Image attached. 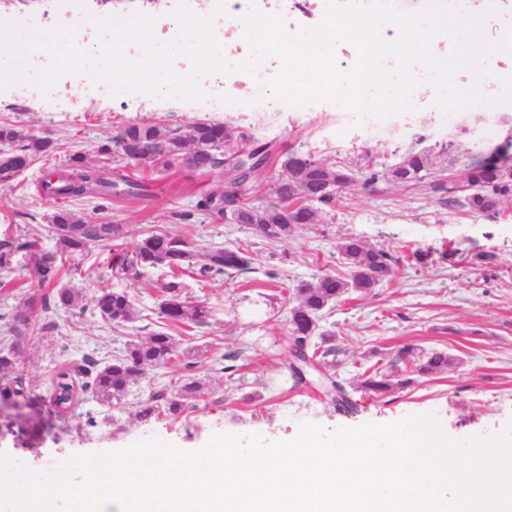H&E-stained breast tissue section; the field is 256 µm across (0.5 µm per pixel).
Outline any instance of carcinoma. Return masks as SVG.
Listing matches in <instances>:
<instances>
[{
    "instance_id": "cac0c4a2",
    "label": "carcinoma",
    "mask_w": 512,
    "mask_h": 512,
    "mask_svg": "<svg viewBox=\"0 0 512 512\" xmlns=\"http://www.w3.org/2000/svg\"><path fill=\"white\" fill-rule=\"evenodd\" d=\"M54 148L50 138L24 133L7 120L0 121V181H9L34 163L50 156ZM245 150L249 158L240 164L234 181L224 185V191L201 197L196 212L213 224H246L257 230V236L272 241H287L297 228L315 224L319 213L336 202L340 192L357 182L363 175L367 184L384 177L403 185H417L428 178L448 194V208L466 214L497 217L508 211L512 203V142L507 141L488 156L471 159L465 177L466 188L456 182L436 178L434 158L444 155L455 164L462 140L453 138L422 148L415 143L408 147L400 160L381 173L367 167L364 172L332 158L312 159L298 152L287 153L281 166L287 173L275 191L276 200L256 205L251 196L260 172L274 159L271 143L256 145L250 137L234 135L223 123L200 119L188 125H172L162 121L139 122L121 128L119 141L109 140L99 153H117L129 162L147 163L161 171L188 169L208 171L220 169L239 158ZM116 179L103 177L99 170L84 163L82 156L73 155L68 169L56 173L39 185V191L56 200L77 201L89 195L102 200L112 194L132 197L148 195L149 187L119 170ZM194 212V213H196ZM192 212H178L181 221H188ZM52 246L43 247L36 240H23L8 232L0 233V271L14 273L13 260L23 252L27 256L23 283L39 291L52 288L42 295V310L62 308L73 313H93L112 327H123L134 319L135 308L130 292L101 288L91 301L70 288L56 287L61 268L66 262L82 261L94 245L111 248L108 269L120 280H137L144 273L159 269L164 272L158 315L165 327L144 338L125 344L112 360L100 363L90 355L79 359L66 358L55 365L49 380L48 397L33 394L27 381L24 362L25 348L34 333V298H29L15 312L8 328L10 343L0 349V398L12 397L27 405L47 401L60 419L68 415L81 399L90 398L108 409L123 403L130 386L153 368L172 361H181L171 328L193 329L208 323L211 309L206 303L187 296L185 278L221 280L226 275L252 270L253 258L249 247L211 245L196 250L178 234L146 230L129 251L120 247L124 238L120 224H88L68 209H60L52 217ZM341 274H321L301 282L293 289L296 305L290 311L289 336L285 343L286 368L293 385L305 381L304 368L324 370V392L338 411L352 412L355 402L344 384L335 379L330 369L336 366V348L326 346L331 336L316 334L321 312L341 299L348 291L369 293L385 280L392 278L402 256L367 244L362 238L350 236L337 245ZM320 341H315V338ZM451 358L443 352H433L426 361L416 365L419 372H438L448 367ZM188 374L173 389L157 390L141 402L135 416L147 421L166 415L173 420L185 416L194 408L204 389L195 371V362L184 363ZM362 388L384 395L392 388L388 376L374 367L362 374Z\"/></svg>"
}]
</instances>
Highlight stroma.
I'll list each match as a JSON object with an SVG mask.
<instances>
[{
	"instance_id": "1",
	"label": "stroma",
	"mask_w": 512,
	"mask_h": 512,
	"mask_svg": "<svg viewBox=\"0 0 512 512\" xmlns=\"http://www.w3.org/2000/svg\"><path fill=\"white\" fill-rule=\"evenodd\" d=\"M69 24L87 28L89 18L140 11L160 16L172 0H84ZM53 0H0V11L11 20L50 29L57 23ZM241 90L229 99L210 96L201 103L161 101L140 94L100 98L90 96L82 111L71 107L69 91L35 98L0 90V119L16 122L24 132L50 137L54 151L47 166L82 155L97 166L100 146L120 126L164 119L190 124L200 119L224 123L234 133L259 142H273L279 155L294 150L315 159L334 158L358 168L372 163L384 169L414 143L430 146L444 134L434 119L407 126L395 124L369 140L360 132L359 113L328 100L315 106H290L278 101L253 107ZM40 166L16 179L0 181V231L46 238L47 226L59 201L40 194ZM126 174L146 180V199L112 198L107 210L94 198L70 203L69 208L90 224L112 222L125 227V245L133 247L149 228L178 232L199 246L251 244L253 270L199 286L190 283V297L212 309L208 324L179 336L180 349L193 353L206 388L186 418L160 416L141 421L135 415L151 389L170 387L185 370L178 362L163 364L134 384L124 408L113 410L94 401L79 402L60 420L43 411L30 422L29 433L7 436L0 452L19 466L37 473L60 471L76 456L117 452L155 437L184 450L203 447L216 433L258 434L264 442L294 439L302 424L332 432L341 427L389 424L420 413L435 414L448 437L464 439L502 432L512 422V209L493 220L449 210L445 193L393 183H355L341 194L323 220L297 230L288 242L266 241L234 224H212L202 215L178 224L173 213L193 209L203 195L224 188V173L157 171L149 165L129 166ZM405 252L433 248L448 250L450 258L422 268L401 266L395 277L363 294L349 292L324 310L321 330L335 333L336 375L356 403L354 413L337 411L325 399L316 373L294 385L287 379V356L282 349L292 307L288 291L321 273L340 271L336 246L347 236ZM484 260H477V253ZM107 253L92 247L80 266H65L60 286L91 295L101 288L122 286L112 278ZM136 309L156 310L160 280L149 272L127 283ZM42 331L25 358L27 377L36 394H44L49 375L63 354L93 355L110 360L127 340L147 336V320L135 317L113 328L91 313L35 310ZM412 346L410 359L399 358ZM439 351L452 357L448 369L421 374L416 363ZM240 353L234 378L222 372L223 356ZM376 366L390 376L394 387L377 397L360 387L361 375ZM261 400H253V393ZM95 425H88V418Z\"/></svg>"
}]
</instances>
